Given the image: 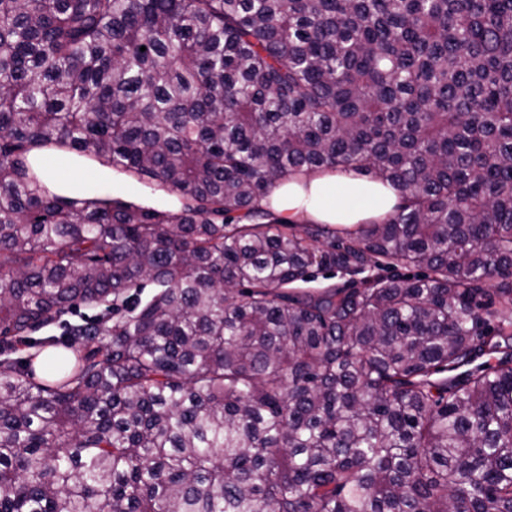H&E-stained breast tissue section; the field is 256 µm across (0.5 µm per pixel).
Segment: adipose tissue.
Segmentation results:
<instances>
[{
	"label": "adipose tissue",
	"instance_id": "1",
	"mask_svg": "<svg viewBox=\"0 0 512 512\" xmlns=\"http://www.w3.org/2000/svg\"><path fill=\"white\" fill-rule=\"evenodd\" d=\"M398 203L389 183L344 170L294 176L264 200L281 222L333 224L346 230L382 220Z\"/></svg>",
	"mask_w": 512,
	"mask_h": 512
}]
</instances>
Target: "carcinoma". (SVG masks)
<instances>
[{"mask_svg": "<svg viewBox=\"0 0 512 512\" xmlns=\"http://www.w3.org/2000/svg\"><path fill=\"white\" fill-rule=\"evenodd\" d=\"M322 168L400 202L265 223ZM511 338L512 0H0V512H512ZM55 168H62L66 170L67 176L61 177L57 175ZM45 171L52 183L60 184L73 192H76L85 186L83 177L87 182L91 183L95 182L97 179V172H93L89 169H85L84 175L82 177V167L80 164H62L56 166L50 165L45 168ZM66 172L60 171L59 174L65 176ZM132 182L151 188L153 190H159L163 192L162 198L159 200L156 206H153L155 203V194L150 189H145L142 187H138L132 185L125 181V179L120 175H115L114 171H112V181L105 180L104 186L110 187L112 189V196L116 197H126V196H136L140 202V205L146 207H154L160 210H174L176 206V199L172 195L168 194L166 191L161 190L158 186L150 183L148 181H138L136 179L128 177ZM315 280L302 287L306 290H319L327 287L341 288L349 284L351 276L338 269L322 268L316 271Z\"/></svg>", "mask_w": 512, "mask_h": 512, "instance_id": "carcinoma-1", "label": "carcinoma"}]
</instances>
